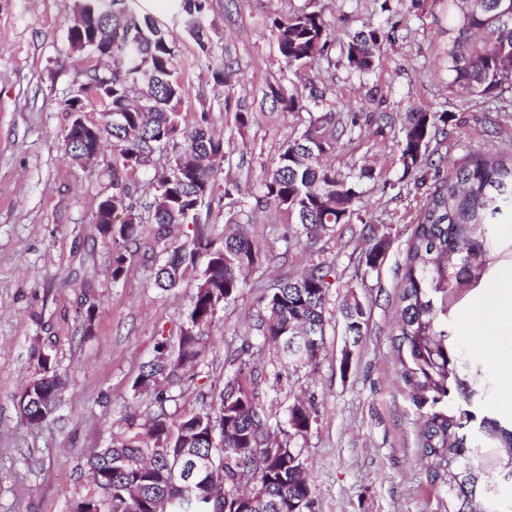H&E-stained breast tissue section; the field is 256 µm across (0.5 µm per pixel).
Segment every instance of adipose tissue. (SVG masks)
Returning <instances> with one entry per match:
<instances>
[{"mask_svg": "<svg viewBox=\"0 0 512 512\" xmlns=\"http://www.w3.org/2000/svg\"><path fill=\"white\" fill-rule=\"evenodd\" d=\"M496 311L495 318L475 331L479 351L493 366L501 385L498 406L512 414V269L492 282L488 289Z\"/></svg>", "mask_w": 512, "mask_h": 512, "instance_id": "obj_1", "label": "adipose tissue"}]
</instances>
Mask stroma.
Masks as SVG:
<instances>
[{
    "label": "stroma",
    "mask_w": 512,
    "mask_h": 512,
    "mask_svg": "<svg viewBox=\"0 0 512 512\" xmlns=\"http://www.w3.org/2000/svg\"><path fill=\"white\" fill-rule=\"evenodd\" d=\"M309 0H210L204 42L185 28L183 14L159 18L173 41L178 76L185 89L182 109L208 113L223 136L229 162L222 175L249 194L277 160L282 145L303 131L304 112L272 105L270 92L325 91L336 112H408L426 108L455 113L439 154L455 160L468 154L512 158V92L496 99L463 101L448 94V24L429 5L411 0H316L340 33L390 27L376 68L349 72L341 48L328 59L293 74L272 33L274 19L304 9ZM389 11H381V2ZM75 0H0V512H65L66 496L84 492L86 454L103 445L127 412L152 414L150 396H136L132 382L153 349L158 330H176L195 287L186 276L165 292L153 284L155 268L186 226L158 233L141 227L124 280L113 282L112 246L98 233L93 215L111 195L104 150L91 164L72 162L65 137L72 117L65 95L86 80L92 61L69 56L67 35ZM222 57L237 71L231 87L214 86L209 63ZM254 114L238 130L225 98ZM397 132L364 131L336 149L332 165L341 173L374 167L377 177L359 183V208L366 220L384 225L389 246L380 266L359 267L360 223L342 224L314 241L285 248L283 235L297 226L287 212H272L251 226L262 255L277 260L253 271L243 296L226 303L206 329L201 361L171 388L168 412L200 408L218 399L239 364L252 374L250 387L269 424L285 425L289 407L311 399L319 416L311 432L296 439L313 480L312 512H437L441 493L427 477L418 447L419 410L399 378L392 328L407 243L433 182L395 192L402 176ZM493 246L477 286L464 288L448 314L459 348L474 351L468 326L488 319L487 285L512 267V223L490 229ZM333 263L340 276L329 295L324 348L314 367L283 368L276 350L259 346L253 325L260 299L273 283L301 272L310 261ZM361 301L369 317L362 343L349 347L340 308ZM97 306L91 333L78 319L81 302ZM53 342L66 386L54 421L38 428L23 423L17 396L36 365L34 350ZM348 371H341L343 354Z\"/></svg>",
    "instance_id": "stroma-1"
}]
</instances>
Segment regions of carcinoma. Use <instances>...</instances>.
Returning a JSON list of instances; mask_svg holds the SVG:
<instances>
[{"instance_id": "carcinoma-1", "label": "carcinoma", "mask_w": 512, "mask_h": 512, "mask_svg": "<svg viewBox=\"0 0 512 512\" xmlns=\"http://www.w3.org/2000/svg\"><path fill=\"white\" fill-rule=\"evenodd\" d=\"M208 0H184L185 25L203 41ZM448 18V92L461 99L499 96L512 85V0H432ZM272 31L288 67L308 68L328 55L332 28L322 11L308 6ZM393 32L368 27L342 41L345 66L354 72L374 70ZM93 46L103 65L89 69L86 82L64 100L65 111L84 113L91 102L102 108L90 124L96 136L70 129L65 153L75 162L96 158L100 143L112 141L109 174L112 197L126 203L108 212L99 203L93 216L100 235L112 244V282L124 279L129 247L137 241L142 216L129 199L127 171L143 165L152 153L178 145L167 174L153 178L151 223L165 232L171 224L193 225L192 236L173 247L155 272L163 290L174 288L183 274L196 272L176 340L155 338L153 355L144 362L132 389L154 394L160 412L142 427L136 413L123 419L122 430L87 453V489L67 499L66 512H310L312 481L300 451L291 440L305 437L317 421L313 402L298 401L288 410L287 428H271L238 378L227 382L217 406L169 414L165 387L181 381L186 366L202 356L203 330L224 304L238 299L248 274L262 263L261 254L239 217L228 220L234 231L222 238L209 224L216 166L226 159L224 138L214 135L208 115L200 113L187 127L182 112L184 89L172 41L149 17L137 15L130 0H75V20L68 46L76 53ZM234 75L223 61L211 71L217 86ZM272 102L288 112L305 111L304 131L283 143L275 165L259 183L251 216L274 207L295 217L302 234L315 239L340 224L351 223L360 199L359 181L375 178L362 167L341 174L323 163L343 139H352L360 120L384 135L400 123L398 161L402 177L434 171L427 197L409 239L406 270L399 286V317L394 346L400 379L421 407L469 403L483 394L482 367L462 358L448 333V309L459 290L482 275L489 238L487 226L512 213V161L487 153L466 155L439 175L430 143L440 127L456 121L452 112L418 109L396 119L390 112L332 111L316 115L302 96L272 91ZM363 262L381 264L388 239L378 225L365 224ZM333 288L331 267L319 262L281 279L261 299L254 325L265 344L278 347L281 360L297 370L316 363L327 325L326 305ZM345 333L353 344L367 331L366 309L357 300L342 307ZM65 385L57 354L40 346L37 367L21 393L23 422L39 427L60 405ZM476 416L453 406L422 416L419 445L429 461L428 478L442 489L441 512H474L494 482L512 484V426L484 417L475 435ZM488 481L479 485L480 476Z\"/></svg>"}]
</instances>
